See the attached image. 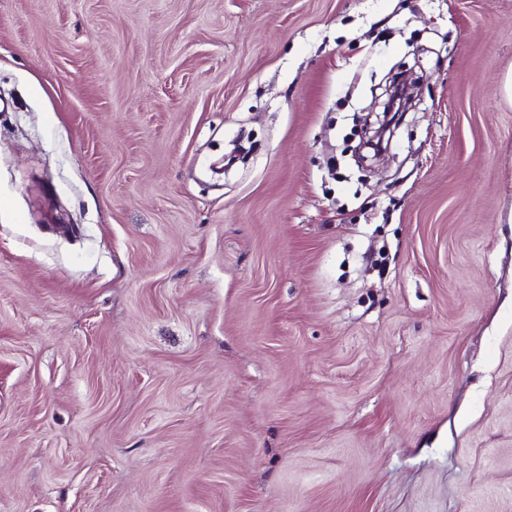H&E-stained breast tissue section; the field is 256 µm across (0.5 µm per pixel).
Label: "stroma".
<instances>
[{
    "label": "stroma",
    "instance_id": "35a3bbf8",
    "mask_svg": "<svg viewBox=\"0 0 512 512\" xmlns=\"http://www.w3.org/2000/svg\"><path fill=\"white\" fill-rule=\"evenodd\" d=\"M511 71L512 0H0V512H512Z\"/></svg>",
    "mask_w": 512,
    "mask_h": 512
}]
</instances>
